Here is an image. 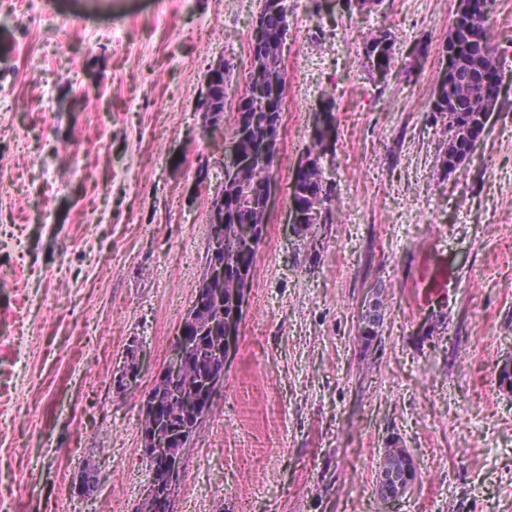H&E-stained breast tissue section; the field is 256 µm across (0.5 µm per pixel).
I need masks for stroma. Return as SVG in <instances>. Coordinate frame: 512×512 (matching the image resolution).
<instances>
[{
  "label": "stroma",
  "mask_w": 512,
  "mask_h": 512,
  "mask_svg": "<svg viewBox=\"0 0 512 512\" xmlns=\"http://www.w3.org/2000/svg\"><path fill=\"white\" fill-rule=\"evenodd\" d=\"M277 170L334 99L332 195L315 238L267 232L224 385L184 455L175 512H381L384 448L418 479L399 512H512V0L490 17L499 98L455 171L432 111L456 0H288ZM263 0H0V512H135L141 403L208 261L225 118L199 99L229 63L235 111ZM394 39L386 82L363 41ZM382 297L372 343L360 312ZM135 387L114 379L129 344ZM93 463L90 493L73 480ZM351 482H344V473Z\"/></svg>",
  "instance_id": "stroma-1"
}]
</instances>
